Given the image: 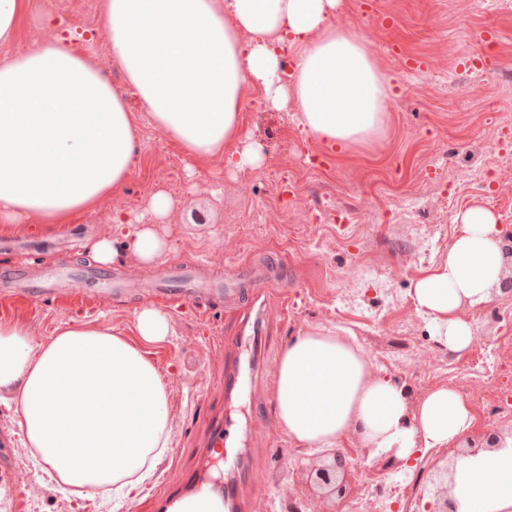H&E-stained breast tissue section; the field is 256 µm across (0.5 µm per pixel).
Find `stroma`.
<instances>
[{"label":"stroma","mask_w":512,"mask_h":512,"mask_svg":"<svg viewBox=\"0 0 512 512\" xmlns=\"http://www.w3.org/2000/svg\"><path fill=\"white\" fill-rule=\"evenodd\" d=\"M105 0H30L12 50L28 48L46 16L73 34L95 36L94 59L107 54L109 35L102 22ZM345 0L334 22L360 33L379 67L391 78L389 125L379 140L352 146L344 155L321 148L297 125L292 112L271 109L261 89L245 90L243 130L260 147L263 162L254 167L252 192H242L237 171L223 159L187 163L169 136L149 122L138 96L117 65L106 68L113 87L123 92L138 119L142 153L124 188L54 232L21 228L17 245L0 251V265L26 271L34 279L67 272L63 290L36 300L0 295V322L17 323L44 341L60 328L108 323L139 348L168 382L172 445L154 479L130 492L129 512H167L154 495L161 484L176 483L183 472L203 466L223 469L207 458L204 438L219 400L224 397V339L233 335L223 307L194 310L156 301L173 334L147 342L139 335L135 313L141 302L136 287L166 278L195 262L203 277L234 282L242 264L262 263L277 254L290 272L287 286L272 288L266 319L274 344L262 360L263 373L251 392L235 402L240 421L257 404L273 407L276 367L284 346L300 334L334 328L354 337L374 372L403 382L413 398L457 380L471 400L489 382L512 392V359L493 352L496 338L512 332V291L496 292L488 304L464 310L474 330L459 352L438 344L426 319L409 296L414 280L437 262L458 233V212L479 204L492 207L504 233L512 234V0ZM498 33L495 43L481 40L485 28ZM487 57L484 67H463L465 56ZM424 61L411 68L406 58ZM486 173L481 184L457 181L465 170ZM164 191L173 209L157 218L149 198ZM414 195L427 204L413 219L401 216V200ZM343 209L349 224L319 221L317 208ZM143 218L166 241L162 257L141 264L115 234L117 213ZM108 237L116 251L110 268L132 293L100 300L92 281L76 272L91 267L86 250ZM18 416L0 404V455L12 456L39 494L24 492L18 512H108L99 494L61 491L35 462L21 453ZM353 455L352 499L364 498L383 481L425 485L434 464L454 454L432 448L411 469H385L384 455L365 447L357 434L340 442ZM248 479L241 484L240 512H278L288 502L306 503L307 492L294 469L307 458L279 424L253 430L245 450Z\"/></svg>","instance_id":"1"}]
</instances>
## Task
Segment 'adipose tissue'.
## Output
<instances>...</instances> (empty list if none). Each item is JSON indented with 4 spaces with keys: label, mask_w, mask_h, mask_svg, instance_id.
<instances>
[{
    "label": "adipose tissue",
    "mask_w": 512,
    "mask_h": 512,
    "mask_svg": "<svg viewBox=\"0 0 512 512\" xmlns=\"http://www.w3.org/2000/svg\"><path fill=\"white\" fill-rule=\"evenodd\" d=\"M344 0H106L110 57L152 121L186 157L260 160L243 133L247 86L339 151L386 127L391 80L365 39L329 19ZM92 36L53 38L0 60V229L35 220L52 231L118 193L140 153L121 93L90 62ZM296 60L284 80L281 52ZM505 275L502 229L483 206L460 216L441 259L409 295L438 343L469 346L463 308L488 303ZM0 401L14 402L27 448L74 494L111 496L123 512L171 448L167 383L110 326L81 325L33 341L0 322ZM275 409L297 444L332 448L348 433L410 463L470 434L474 415L455 389L413 400L373 374L358 345L332 329L294 337L277 366ZM458 512H512V438L459 457L448 484Z\"/></svg>",
    "instance_id": "1"
}]
</instances>
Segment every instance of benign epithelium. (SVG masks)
Here are the masks:
<instances>
[{"label": "benign epithelium", "instance_id": "7a95c632", "mask_svg": "<svg viewBox=\"0 0 512 512\" xmlns=\"http://www.w3.org/2000/svg\"><path fill=\"white\" fill-rule=\"evenodd\" d=\"M454 465V459L447 460L445 467L431 474L434 507L430 512H457L453 499L448 497V475ZM297 472L305 477L311 497L316 504L315 512H326L322 508V501L343 500L349 497L352 473L346 455L334 449L330 452L316 454L307 458V462L300 463Z\"/></svg>", "mask_w": 512, "mask_h": 512}]
</instances>
